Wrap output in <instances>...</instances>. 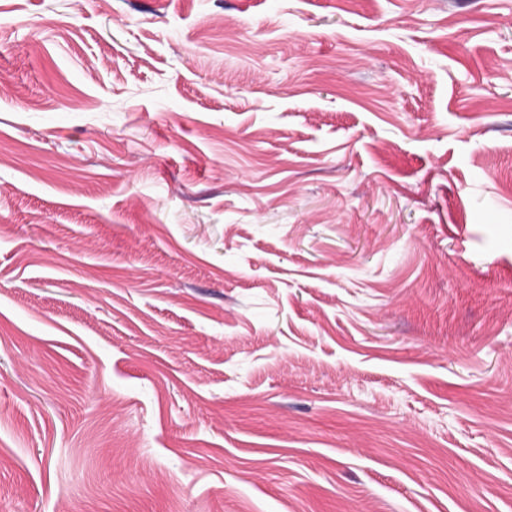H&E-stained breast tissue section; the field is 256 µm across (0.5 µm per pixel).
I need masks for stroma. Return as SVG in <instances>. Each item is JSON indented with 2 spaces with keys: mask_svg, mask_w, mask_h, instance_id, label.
<instances>
[{
  "mask_svg": "<svg viewBox=\"0 0 512 512\" xmlns=\"http://www.w3.org/2000/svg\"><path fill=\"white\" fill-rule=\"evenodd\" d=\"M0 512H512V0H0Z\"/></svg>",
  "mask_w": 512,
  "mask_h": 512,
  "instance_id": "35a3bbf8",
  "label": "stroma"
}]
</instances>
